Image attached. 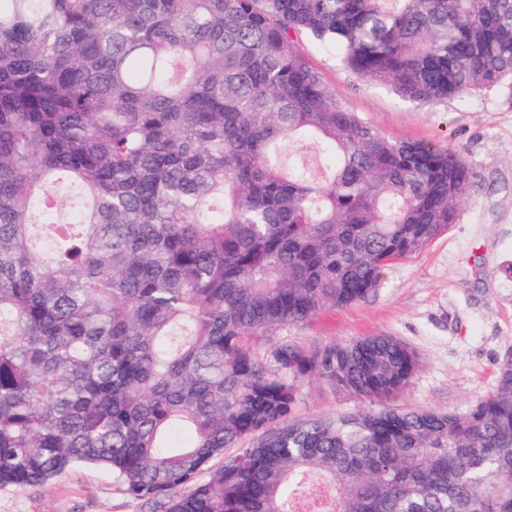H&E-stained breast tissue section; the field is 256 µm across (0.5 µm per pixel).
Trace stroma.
Returning <instances> with one entry per match:
<instances>
[{"instance_id":"obj_1","label":"stroma","mask_w":512,"mask_h":512,"mask_svg":"<svg viewBox=\"0 0 512 512\" xmlns=\"http://www.w3.org/2000/svg\"><path fill=\"white\" fill-rule=\"evenodd\" d=\"M299 47L350 110L386 135L463 154L476 171L457 221L421 254L386 270L378 293L289 327L290 342L345 343L370 334L404 340L420 368L396 404L465 410L495 385L512 352V90L442 103L403 100L346 69L309 36ZM0 512H142L111 472L77 467L50 484L0 489Z\"/></svg>"}]
</instances>
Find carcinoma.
<instances>
[{
    "label": "carcinoma",
    "mask_w": 512,
    "mask_h": 512,
    "mask_svg": "<svg viewBox=\"0 0 512 512\" xmlns=\"http://www.w3.org/2000/svg\"><path fill=\"white\" fill-rule=\"evenodd\" d=\"M301 33L409 102L512 87V0H0V487L85 464L147 512H512L507 359L457 413L392 404L395 336L278 337L375 295L474 178L349 110ZM310 388L364 405L303 416Z\"/></svg>",
    "instance_id": "cac0c4a2"
}]
</instances>
